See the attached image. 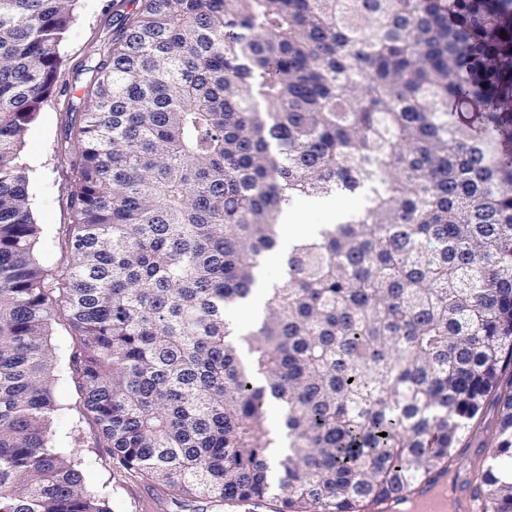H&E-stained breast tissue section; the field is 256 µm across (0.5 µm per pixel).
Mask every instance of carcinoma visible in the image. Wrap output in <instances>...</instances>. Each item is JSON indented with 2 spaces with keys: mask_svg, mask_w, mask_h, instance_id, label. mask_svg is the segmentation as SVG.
I'll list each match as a JSON object with an SVG mask.
<instances>
[{
  "mask_svg": "<svg viewBox=\"0 0 512 512\" xmlns=\"http://www.w3.org/2000/svg\"><path fill=\"white\" fill-rule=\"evenodd\" d=\"M78 2L0 0V512H109L51 446L58 307L84 408L162 495L365 512L450 470L512 366V0H142L48 282L20 148ZM341 195L360 213L292 246L249 329L226 317L293 201ZM498 400L474 482L512 512Z\"/></svg>",
  "mask_w": 512,
  "mask_h": 512,
  "instance_id": "1",
  "label": "carcinoma"
}]
</instances>
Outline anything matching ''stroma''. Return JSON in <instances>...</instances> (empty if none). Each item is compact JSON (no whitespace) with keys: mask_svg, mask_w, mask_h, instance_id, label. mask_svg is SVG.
Listing matches in <instances>:
<instances>
[{"mask_svg":"<svg viewBox=\"0 0 512 512\" xmlns=\"http://www.w3.org/2000/svg\"><path fill=\"white\" fill-rule=\"evenodd\" d=\"M140 6L141 0H80L62 46L57 89L42 104L25 136L21 157L29 176L32 213L42 230L35 257L47 277L56 276L71 262L68 237L75 219L73 197L79 185L75 160L63 157L60 147L65 144L77 149L71 118L84 111L113 36L125 17ZM50 344L58 359L51 384L59 406L53 417V444L78 462L86 487L105 497L109 512H216L205 499L156 494L134 472L116 467L98 425L83 407L82 380L72 363L79 338L64 311L54 315ZM498 421L499 406L495 397H488L457 446L453 472L473 478L475 464L483 448L489 447Z\"/></svg>","mask_w":512,"mask_h":512,"instance_id":"35a3bbf8","label":"stroma"}]
</instances>
